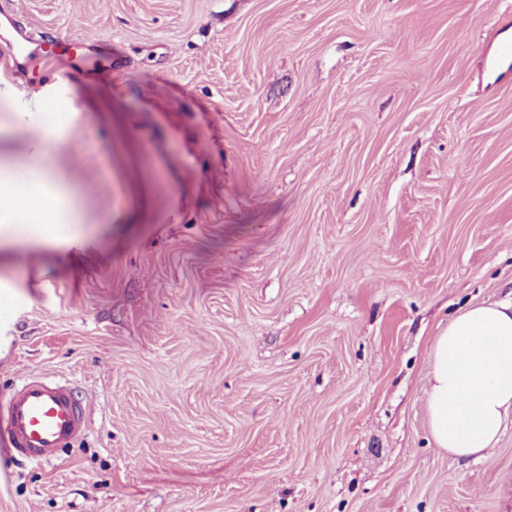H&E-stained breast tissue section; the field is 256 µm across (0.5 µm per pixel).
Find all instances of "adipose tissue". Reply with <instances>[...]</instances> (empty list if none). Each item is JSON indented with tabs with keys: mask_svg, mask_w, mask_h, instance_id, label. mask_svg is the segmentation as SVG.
<instances>
[{
	"mask_svg": "<svg viewBox=\"0 0 512 512\" xmlns=\"http://www.w3.org/2000/svg\"><path fill=\"white\" fill-rule=\"evenodd\" d=\"M14 116L30 142L20 161L0 165V243H74L79 212L47 148L55 128L31 121L21 105ZM430 360L435 445L458 458H488L512 422V300L460 309L435 337Z\"/></svg>",
	"mask_w": 512,
	"mask_h": 512,
	"instance_id": "ef3b65f1",
	"label": "adipose tissue"
}]
</instances>
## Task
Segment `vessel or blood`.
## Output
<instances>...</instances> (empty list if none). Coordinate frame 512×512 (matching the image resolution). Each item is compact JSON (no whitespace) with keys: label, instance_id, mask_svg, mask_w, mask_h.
Segmentation results:
<instances>
[{"label":"vessel or blood","instance_id":"obj_1","mask_svg":"<svg viewBox=\"0 0 512 512\" xmlns=\"http://www.w3.org/2000/svg\"><path fill=\"white\" fill-rule=\"evenodd\" d=\"M0 20L15 27L12 38L0 40V51L13 63L32 55H67L83 60L92 46L91 37L74 43L29 33L18 26L16 13L8 5L0 6ZM88 397L74 384L58 382L40 374L18 381L0 394V433L7 438V452L13 459L40 464L73 446L87 429Z\"/></svg>","mask_w":512,"mask_h":512}]
</instances>
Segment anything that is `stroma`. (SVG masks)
<instances>
[{"label":"stroma","instance_id":"35a3bbf8","mask_svg":"<svg viewBox=\"0 0 512 512\" xmlns=\"http://www.w3.org/2000/svg\"><path fill=\"white\" fill-rule=\"evenodd\" d=\"M94 37L48 147L79 246L0 250V392L72 380L87 431L0 512H512V428L429 433L430 348L512 297V0H17ZM109 162L103 177L88 154Z\"/></svg>","mask_w":512,"mask_h":512}]
</instances>
